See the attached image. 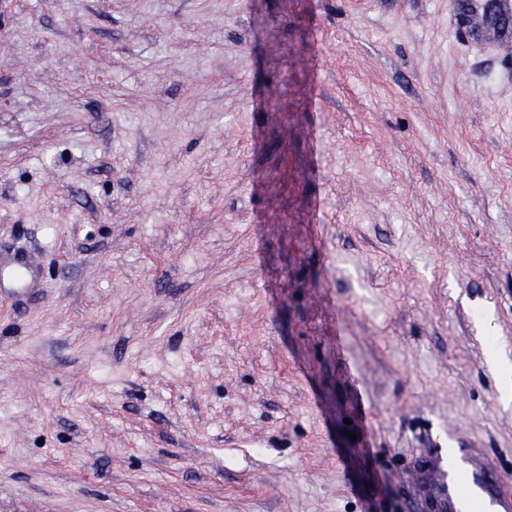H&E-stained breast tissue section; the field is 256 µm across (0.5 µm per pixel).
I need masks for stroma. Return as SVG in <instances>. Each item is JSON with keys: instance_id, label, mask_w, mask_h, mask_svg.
I'll use <instances>...</instances> for the list:
<instances>
[{"instance_id": "1", "label": "stroma", "mask_w": 512, "mask_h": 512, "mask_svg": "<svg viewBox=\"0 0 512 512\" xmlns=\"http://www.w3.org/2000/svg\"><path fill=\"white\" fill-rule=\"evenodd\" d=\"M0 0V512L512 487V8ZM416 512H512V492L494 475L479 448H435L415 466Z\"/></svg>"}]
</instances>
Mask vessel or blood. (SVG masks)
Returning <instances> with one entry per match:
<instances>
[{"label": "vessel or blood", "mask_w": 512, "mask_h": 512, "mask_svg": "<svg viewBox=\"0 0 512 512\" xmlns=\"http://www.w3.org/2000/svg\"><path fill=\"white\" fill-rule=\"evenodd\" d=\"M413 512H512V492L480 449H434L415 467Z\"/></svg>", "instance_id": "vessel-or-blood-1"}]
</instances>
